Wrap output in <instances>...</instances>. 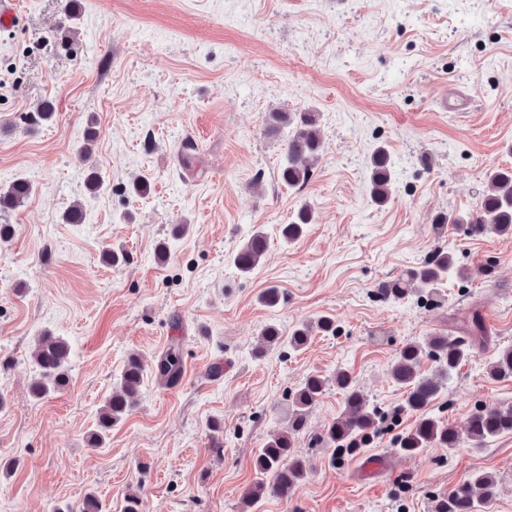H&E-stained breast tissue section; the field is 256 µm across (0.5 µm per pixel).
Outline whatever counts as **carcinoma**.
Listing matches in <instances>:
<instances>
[{
  "label": "carcinoma",
  "mask_w": 512,
  "mask_h": 512,
  "mask_svg": "<svg viewBox=\"0 0 512 512\" xmlns=\"http://www.w3.org/2000/svg\"><path fill=\"white\" fill-rule=\"evenodd\" d=\"M54 106L43 102L25 113L24 123L30 127L52 120ZM265 131L284 142V159L278 176L290 188H303L311 178L312 165L317 159L321 136L315 116L310 112L268 113ZM392 167L385 150H378L372 160L369 177L372 200L382 205L390 197ZM32 192L30 183L23 179L12 181L0 189V209L18 206ZM311 210L301 208L292 221L282 225L280 233L284 240L298 239L303 227L311 223ZM439 224H463L466 233L477 237L490 233L512 235V167H495L487 174V190L479 208L465 215L443 214L437 218ZM267 233L255 229L233 256L236 269L248 274L260 263L267 252ZM453 257L444 251L435 252L423 265L407 271L404 275L380 283L376 295L382 300H402L418 291L431 292L440 280L453 268ZM323 334H336V322L321 316L315 324L300 323L283 335L275 325H267L261 338L269 346L286 344L299 351L310 342L313 330ZM489 353L491 362L488 375L495 380L512 378V346L500 349L489 346L485 336L472 333L469 336H430L423 342L411 341L400 349L391 366V376L405 393L404 405L419 413L411 430L399 440V450L407 455L427 448H482L504 433H512V403L486 406L473 412L463 429L444 423L428 413L427 407L442 388L441 378H448L466 362L474 347ZM431 357L437 364L439 377H429L421 370L423 356ZM37 374L31 383V393L43 398L49 393L64 388L69 382L70 347L54 336L40 338L34 354ZM156 374L169 384L176 383L182 374L179 345L173 343L153 363ZM147 370V364L138 354L129 355L122 367L120 382L112 389L98 416L97 428L91 433L89 445L99 448L105 437L118 422L134 407L139 387ZM343 396V415L328 425L318 438L319 444L333 448V452L351 454L354 444L371 430L378 418L376 408L369 406L350 373L338 370L331 377L311 374L294 392L293 411L289 414L288 430L270 440L254 457V469L258 480L244 492L247 506L253 507L264 496L289 498L299 481L309 471L307 461L295 453L293 436L306 423V412L323 395L329 384ZM496 480L488 472H476L457 483L448 494L438 499L435 512H481V506L494 496ZM57 512H103V505L95 495L86 496L74 511L70 507Z\"/></svg>",
  "instance_id": "obj_1"
}]
</instances>
